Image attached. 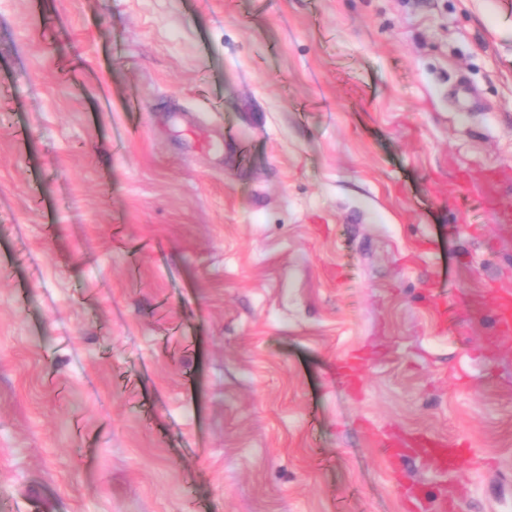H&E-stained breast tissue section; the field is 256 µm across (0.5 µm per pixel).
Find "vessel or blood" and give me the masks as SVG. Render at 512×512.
Listing matches in <instances>:
<instances>
[{
	"mask_svg": "<svg viewBox=\"0 0 512 512\" xmlns=\"http://www.w3.org/2000/svg\"><path fill=\"white\" fill-rule=\"evenodd\" d=\"M506 183L499 169L485 168L479 172V199L482 204H492L502 196ZM493 305L490 310L489 330L484 336L485 346H497L512 339V289L491 287ZM340 374L353 391H360L365 376V362L360 355L345 358ZM377 446L390 472L398 480L396 492L403 512H457L467 489L458 482L429 490L421 483L401 480L400 469L407 459L419 458L430 463L442 474L458 470L462 461H470L478 469L489 468L488 460L478 457L468 441H447L422 434L397 433L378 437Z\"/></svg>",
	"mask_w": 512,
	"mask_h": 512,
	"instance_id": "obj_1",
	"label": "vessel or blood"
}]
</instances>
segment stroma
<instances>
[{"label":"stroma","mask_w":512,"mask_h":512,"mask_svg":"<svg viewBox=\"0 0 512 512\" xmlns=\"http://www.w3.org/2000/svg\"><path fill=\"white\" fill-rule=\"evenodd\" d=\"M483 167L512 0H0L5 512H401L395 431L512 512ZM340 374L347 381L351 390L358 393L364 382L365 361L358 354L345 358L340 365Z\"/></svg>","instance_id":"35a3bbf8"}]
</instances>
